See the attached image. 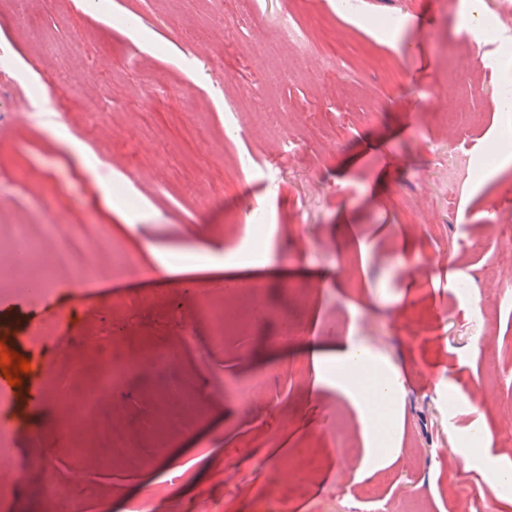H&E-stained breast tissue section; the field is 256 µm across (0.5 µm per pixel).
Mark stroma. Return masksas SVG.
Returning <instances> with one entry per match:
<instances>
[{
	"label": "stroma",
	"mask_w": 512,
	"mask_h": 512,
	"mask_svg": "<svg viewBox=\"0 0 512 512\" xmlns=\"http://www.w3.org/2000/svg\"><path fill=\"white\" fill-rule=\"evenodd\" d=\"M358 2L351 16L337 0H0V68L13 72L0 89V243L17 225L44 224L40 247L53 258L67 247L63 224L97 257L95 291L69 293L57 308L36 280L0 269V289L23 299L0 321L33 365L43 337L116 326L126 340L104 354L70 346L68 360L147 362L133 343L137 314L160 313L161 347L179 358L168 375L176 403L158 401L145 381L126 409L152 448L127 465L154 506L175 463L221 458L231 463L224 506L192 486L199 512H261L267 498L286 500L288 512H371L374 494L391 512H512V499L482 493L483 464L458 451L479 426L492 463L512 469V270L498 255L512 244V168L482 177L488 157L470 149L512 138V112L497 100L512 88V64L477 60L449 79L450 56L470 49L462 0ZM60 91L64 102L43 103ZM53 123L84 144L93 168ZM114 173L148 205L137 230L102 199L99 183ZM255 214L270 241L266 314L229 338L223 357L228 376L243 377L276 345L260 392L270 412L255 419L228 399L218 425L179 406L197 395L211 316L225 306L206 287L212 271L190 273L199 291L178 292L115 269L96 227L111 225L135 254L149 242L180 247L194 224L239 247ZM444 273L469 294L448 300ZM289 322L296 339L277 343ZM305 337L329 354L362 344L398 370L392 409L363 423L336 388L313 385ZM463 383L475 396L449 406ZM81 436L64 467L96 481L111 474L108 438L89 424ZM382 442L395 449L384 460L371 453ZM269 455L275 466L260 467Z\"/></svg>",
	"instance_id": "35a3bbf8"
}]
</instances>
